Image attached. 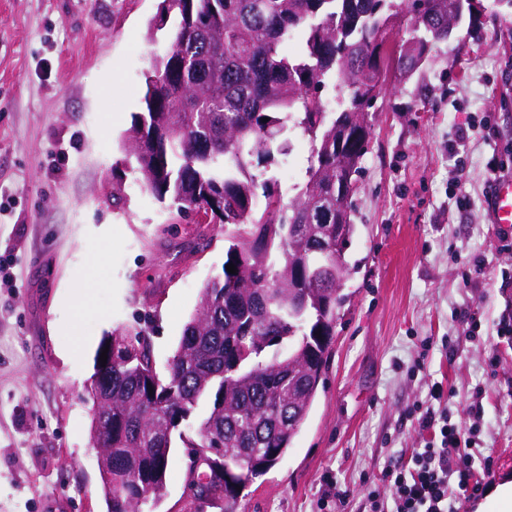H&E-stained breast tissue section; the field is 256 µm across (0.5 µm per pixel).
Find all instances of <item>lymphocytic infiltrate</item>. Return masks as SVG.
I'll return each mask as SVG.
<instances>
[{
  "label": "lymphocytic infiltrate",
  "instance_id": "obj_1",
  "mask_svg": "<svg viewBox=\"0 0 512 512\" xmlns=\"http://www.w3.org/2000/svg\"><path fill=\"white\" fill-rule=\"evenodd\" d=\"M425 428L438 430L439 442L416 449L409 460L390 463L382 472L383 489L367 493L371 512H382L392 501V512H456L458 497L476 499L484 492L489 465H477L473 428L451 422L447 413L426 410Z\"/></svg>",
  "mask_w": 512,
  "mask_h": 512
}]
</instances>
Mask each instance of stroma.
<instances>
[{"instance_id":"1","label":"stroma","mask_w":512,"mask_h":512,"mask_svg":"<svg viewBox=\"0 0 512 512\" xmlns=\"http://www.w3.org/2000/svg\"><path fill=\"white\" fill-rule=\"evenodd\" d=\"M482 3L492 17L431 45L375 104L324 383L237 512H364L388 459L429 441L415 409L436 386L453 422L477 424L488 482L512 474V227L485 209L490 164L512 176V8ZM157 4L0 0V512H107L95 352L145 326L165 371L222 272L223 228L199 237L125 162L144 74L172 46V25L145 37ZM290 139L268 169L288 198L308 155Z\"/></svg>"}]
</instances>
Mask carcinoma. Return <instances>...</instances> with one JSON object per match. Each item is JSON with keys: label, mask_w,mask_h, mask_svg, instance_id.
<instances>
[{"label": "carcinoma", "mask_w": 512, "mask_h": 512, "mask_svg": "<svg viewBox=\"0 0 512 512\" xmlns=\"http://www.w3.org/2000/svg\"><path fill=\"white\" fill-rule=\"evenodd\" d=\"M481 0H159V30L176 17L171 49L145 75L141 112L125 132L144 191L231 238L236 273L207 283L166 374L145 330L114 331L88 397L96 448H110L101 475L109 512H139L164 495L178 434L195 488L185 512H202L222 487L224 512L277 464L323 381L344 296L345 251L311 252L297 234L322 237L336 223V196L351 205L379 94L390 67L407 73L429 45L464 21L476 29ZM406 27L410 53L391 60L385 31ZM332 92L337 110L322 108ZM311 143L305 179L288 205L264 177L288 133ZM265 204H260V200ZM193 434L178 432L200 402Z\"/></svg>", "instance_id": "1"}]
</instances>
